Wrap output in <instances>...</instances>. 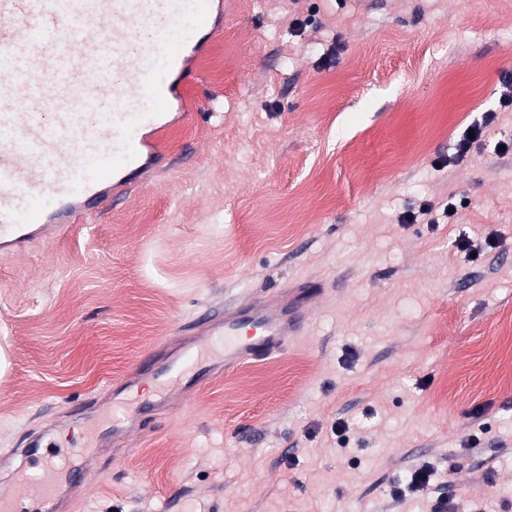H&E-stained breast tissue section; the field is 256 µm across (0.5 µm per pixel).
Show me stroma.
I'll return each instance as SVG.
<instances>
[{
	"label": "stroma",
	"instance_id": "35a3bbf8",
	"mask_svg": "<svg viewBox=\"0 0 512 512\" xmlns=\"http://www.w3.org/2000/svg\"><path fill=\"white\" fill-rule=\"evenodd\" d=\"M224 25L242 47L193 62L168 162L0 252V466L104 421L105 381L202 308L304 291L287 349L142 414L71 512H512V0H224Z\"/></svg>",
	"mask_w": 512,
	"mask_h": 512
}]
</instances>
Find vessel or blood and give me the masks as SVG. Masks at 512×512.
Returning a JSON list of instances; mask_svg holds the SVG:
<instances>
[{
    "label": "vessel or blood",
    "mask_w": 512,
    "mask_h": 512,
    "mask_svg": "<svg viewBox=\"0 0 512 512\" xmlns=\"http://www.w3.org/2000/svg\"><path fill=\"white\" fill-rule=\"evenodd\" d=\"M224 0H0V245L22 251L37 224L70 232L105 199L136 185L144 152L159 153L167 116L193 121L185 78L223 25ZM280 296L233 300L180 327L112 382L103 431L78 460L32 433L40 472L0 485V512L19 503L64 512L60 491L94 470L100 442L126 447L127 400L150 372L190 399L229 370L287 348L304 328Z\"/></svg>",
    "instance_id": "obj_1"
}]
</instances>
